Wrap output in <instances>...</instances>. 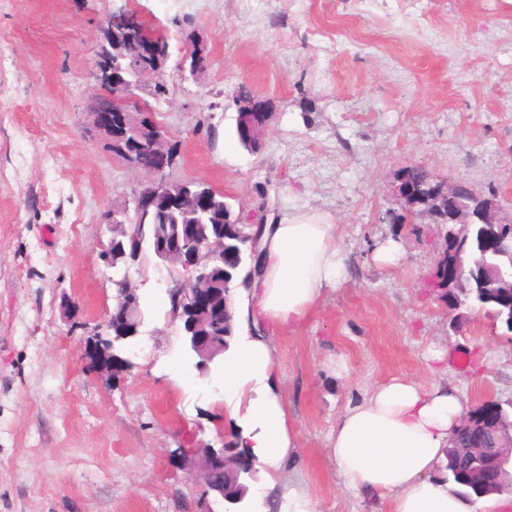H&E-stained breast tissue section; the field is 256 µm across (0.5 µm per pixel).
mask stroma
<instances>
[{
	"mask_svg": "<svg viewBox=\"0 0 512 512\" xmlns=\"http://www.w3.org/2000/svg\"><path fill=\"white\" fill-rule=\"evenodd\" d=\"M123 10L168 44V93L147 104L178 143L170 178L223 191L246 224L337 226L348 277L297 330L265 328L299 443L278 488L390 512L328 456L347 406L396 374L431 383L435 349L464 406L512 403V333L440 296L448 227L395 192L420 166L512 212V0H0V512H200L191 448L236 442L223 375L198 368L151 252L128 268L144 313L130 368L83 357L113 303L103 216L150 181L88 128L102 28ZM193 35L210 51L197 81L178 69ZM243 84L273 112L254 152L235 131Z\"/></svg>",
	"mask_w": 512,
	"mask_h": 512,
	"instance_id": "1",
	"label": "stroma"
}]
</instances>
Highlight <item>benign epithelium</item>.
I'll return each mask as SVG.
<instances>
[{"instance_id":"1","label":"benign epithelium","mask_w":512,"mask_h":512,"mask_svg":"<svg viewBox=\"0 0 512 512\" xmlns=\"http://www.w3.org/2000/svg\"><path fill=\"white\" fill-rule=\"evenodd\" d=\"M123 41V47L135 67L139 82L160 81L167 61L162 41L145 34L137 26L127 24L122 32L107 26L91 71L92 78L104 88L90 107L89 116L95 132L104 137L113 155L133 159V164L151 175L153 180L122 207L128 225L151 214L190 209L208 213L216 191L187 188L181 195L170 193L160 182L172 165L171 138L154 119L151 110L138 101L127 78V72L112 61V37ZM209 56L202 40L189 46L182 59V70L198 80L205 72L204 60ZM244 116L238 119L239 137L257 145L272 113L266 101L251 98L238 106ZM399 199L413 208L424 205L435 217L448 224V245L439 260L441 289L450 293L467 282V272L477 253H495L512 248V215H499L497 204L490 198L473 193L464 186H449L436 182L429 190L401 177L397 187ZM149 247L164 263L183 269V276L170 280L167 293L176 299L172 314L182 323L190 349L199 358V365L209 368L218 356L224 355V344L214 330L224 327L227 304H219L216 295L224 292V228L213 237L200 239L195 225L184 224L172 233L158 234ZM126 291L114 297L112 308L106 311L102 327L105 335L96 334L86 341L84 358L99 370L114 377L127 370L131 362L124 356L126 342L140 334L141 321L134 318L140 305L136 286L125 279ZM480 288L503 302L501 323L512 332V270L486 265L480 277ZM458 432L464 444L452 440L451 459L467 463V483L480 497L512 493V414H506L496 401H484L472 406L463 416ZM495 437L494 448L484 447L486 435ZM195 477L203 483V505L200 512H213L211 501L224 502L225 512H233L248 492L241 482L256 473L255 462L233 448H215L208 444L191 449ZM220 468L227 483L216 485L210 475Z\"/></svg>"}]
</instances>
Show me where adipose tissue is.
Returning <instances> with one entry per match:
<instances>
[{"mask_svg":"<svg viewBox=\"0 0 512 512\" xmlns=\"http://www.w3.org/2000/svg\"><path fill=\"white\" fill-rule=\"evenodd\" d=\"M261 275L252 288L256 311L235 308L247 334L224 354V411L241 445L267 474L278 473L298 448L276 385L274 349L262 326L299 327L327 290L346 274L336 226L322 214L267 224L260 240ZM463 417L457 387L440 379L423 385L401 375L373 386L346 407L333 429L328 454L355 494L389 499L391 512H475L435 472Z\"/></svg>","mask_w":512,"mask_h":512,"instance_id":"obj_1","label":"adipose tissue"}]
</instances>
